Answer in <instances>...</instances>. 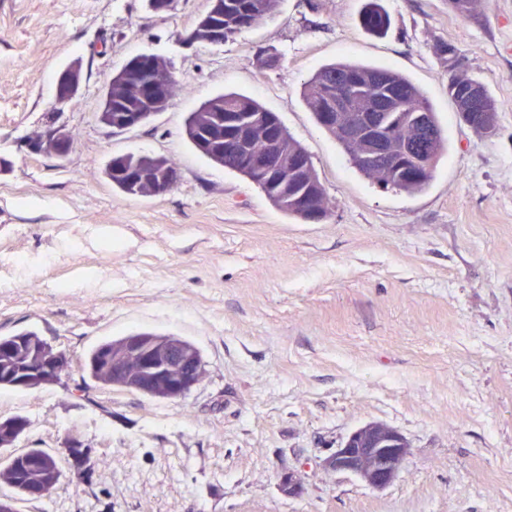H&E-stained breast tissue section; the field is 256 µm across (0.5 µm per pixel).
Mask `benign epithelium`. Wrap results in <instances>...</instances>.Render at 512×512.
Returning a JSON list of instances; mask_svg holds the SVG:
<instances>
[{"instance_id":"1","label":"benign epithelium","mask_w":512,"mask_h":512,"mask_svg":"<svg viewBox=\"0 0 512 512\" xmlns=\"http://www.w3.org/2000/svg\"><path fill=\"white\" fill-rule=\"evenodd\" d=\"M82 83L80 63L75 61L65 67L57 79L56 101L67 104L76 98ZM418 137L415 151L424 155L433 133L422 118L417 121ZM387 125L378 127L370 124L362 132L354 126L345 125L347 134L367 138L373 152L363 160L379 164L392 158ZM29 147L35 152H50L64 155L72 146V137L62 126L52 130H41L29 137ZM175 170L167 164L151 167V174L141 178L133 175L128 183L139 195H159L172 185ZM19 346L7 345L4 350L13 353L21 349L25 362L20 366L16 384L26 390L37 389L56 381L58 373L67 368L66 355L45 344L38 336H26L18 340ZM112 366V384L125 386L140 382L152 389L176 399L185 395L201 379L203 362L194 348L175 338H156L132 334L104 350L97 366ZM27 427L19 419L0 421V446L9 445L15 437L23 435ZM409 449L396 447V431L389 437L377 435L372 429L361 426L351 432L346 440L324 460V466L336 473H345L359 478L373 489H383L399 475ZM34 468L42 475L39 485L29 489L30 495L41 496L45 487L56 480L51 460L35 457Z\"/></svg>"}]
</instances>
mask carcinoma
<instances>
[{
  "label": "carcinoma",
  "instance_id": "obj_1",
  "mask_svg": "<svg viewBox=\"0 0 512 512\" xmlns=\"http://www.w3.org/2000/svg\"><path fill=\"white\" fill-rule=\"evenodd\" d=\"M280 0H209L207 15L224 25V42L234 40L243 30L251 28L271 17L277 11ZM481 0H448V7L460 17L477 12ZM391 19L380 0H368L362 14L361 25L376 36L387 33ZM441 65L448 72V97L452 100L461 122L480 138H490L498 130L499 117L496 100L490 90H485L484 105L469 108L463 93L471 83L483 84L468 75L462 63V53L451 43L436 47ZM170 72V63L160 56H140L133 60L121 74L112 77V108L102 106L99 121L114 132H122L119 117L124 112H141L149 119L145 100L147 88L156 83L159 76ZM303 100L315 121L335 139L349 163L360 174L383 190H395L407 194L424 191L430 184L437 162L447 151L437 113L424 92L407 76L388 67L362 63H331L319 67L303 85ZM204 112H220L224 118V156L219 164L235 171L256 184L272 204L298 221H306L304 208L292 202L293 196L304 192L307 202L327 219L333 203L327 196L318 173L307 151L288 133L278 117L271 114L256 100L238 93L220 94L203 103L190 113L185 134L199 148L198 138L205 126L200 118ZM327 112H342L351 119L370 122L378 115H386L389 133L398 146L396 156L410 148L416 136V117L423 116L430 123L434 139L427 156L421 158L423 177L415 179L409 171H398L390 166L368 165L361 161L362 147L344 138L335 124L325 119ZM279 135L280 146L274 152H263L258 157L259 167L245 169L237 154L235 139L244 135L256 147L270 133ZM75 457L67 464L82 475L89 474L95 461L90 448L74 449ZM43 448H29L21 453L10 454L0 460V474H9L5 482L16 495L28 496L29 485L39 480V474L28 466L31 457L48 456Z\"/></svg>",
  "mask_w": 512,
  "mask_h": 512
}]
</instances>
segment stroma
<instances>
[{
    "mask_svg": "<svg viewBox=\"0 0 512 512\" xmlns=\"http://www.w3.org/2000/svg\"><path fill=\"white\" fill-rule=\"evenodd\" d=\"M364 3L281 0L233 41L189 46L208 0H0V336L36 331L70 360L60 382L0 389V419H29L17 450L76 442L95 461L16 512H512V0L468 18L382 0V37L361 27ZM443 42L491 90L496 136L460 122ZM143 53L170 61L174 94L112 133L104 86ZM75 60L80 93L57 107ZM334 61L388 66L431 100L448 150L424 192L378 188L315 122L302 85ZM224 92L279 115L328 219L284 214L191 145L190 112ZM51 115L73 137L61 158L27 145ZM126 153L167 157L176 183L121 192L105 168ZM140 332L192 342L201 381L175 400L82 387L91 349ZM369 422L410 447L381 490L323 465Z\"/></svg>",
    "mask_w": 512,
    "mask_h": 512,
    "instance_id": "obj_1",
    "label": "stroma"
}]
</instances>
